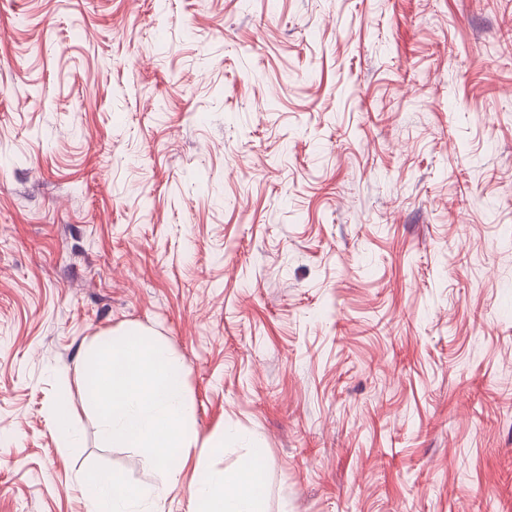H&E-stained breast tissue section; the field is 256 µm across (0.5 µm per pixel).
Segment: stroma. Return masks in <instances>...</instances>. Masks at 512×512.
Here are the masks:
<instances>
[{
  "label": "stroma",
  "instance_id": "obj_1",
  "mask_svg": "<svg viewBox=\"0 0 512 512\" xmlns=\"http://www.w3.org/2000/svg\"><path fill=\"white\" fill-rule=\"evenodd\" d=\"M116 330L266 512H512V0H0V512L158 483Z\"/></svg>",
  "mask_w": 512,
  "mask_h": 512
}]
</instances>
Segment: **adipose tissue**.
Instances as JSON below:
<instances>
[{"instance_id":"ef3b65f1","label":"adipose tissue","mask_w":512,"mask_h":512,"mask_svg":"<svg viewBox=\"0 0 512 512\" xmlns=\"http://www.w3.org/2000/svg\"><path fill=\"white\" fill-rule=\"evenodd\" d=\"M199 480L190 492L188 512H265V473L255 450H248L240 464L221 472L209 471L197 460Z\"/></svg>"}]
</instances>
